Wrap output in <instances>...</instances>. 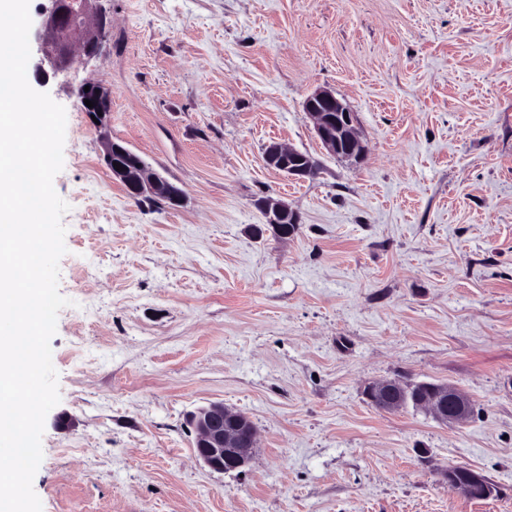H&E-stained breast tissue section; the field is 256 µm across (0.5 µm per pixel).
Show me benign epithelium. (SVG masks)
<instances>
[{
  "instance_id": "obj_1",
  "label": "benign epithelium",
  "mask_w": 512,
  "mask_h": 512,
  "mask_svg": "<svg viewBox=\"0 0 512 512\" xmlns=\"http://www.w3.org/2000/svg\"><path fill=\"white\" fill-rule=\"evenodd\" d=\"M101 0H42L39 7L41 24L34 34L33 50L38 59L36 77L67 76L71 69L100 52L109 25ZM89 91H84V86ZM80 109L96 116L94 127L99 132L101 159L112 178L124 185L132 197L160 198L174 205L184 197V191L162 174L152 170L138 158L117 171L114 153L120 148L109 132L108 100L111 89L99 82L87 81L76 91ZM94 106L89 108L84 100ZM304 108L313 120L315 135L331 155L354 163L363 161L366 146L362 139L357 115L348 104L328 89H318L307 96ZM267 166L293 178L310 177L309 167L299 165V151L281 143L266 146ZM257 207L281 238L294 235L300 223L297 213L287 202L272 197L257 201ZM363 394L375 407L385 412H399L408 403L432 416L436 421L453 425L465 422L473 413L469 395L449 383L421 381L415 384L399 379H384L364 387ZM195 432L196 457L211 470L230 472L245 466L258 448V433L249 419L222 403H212L191 415ZM448 488L467 500H485L495 488L480 472L465 465L448 467Z\"/></svg>"
}]
</instances>
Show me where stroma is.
Masks as SVG:
<instances>
[{
  "mask_svg": "<svg viewBox=\"0 0 512 512\" xmlns=\"http://www.w3.org/2000/svg\"><path fill=\"white\" fill-rule=\"evenodd\" d=\"M99 55L69 86L70 209L51 340L60 401L42 512H512V0H103ZM112 90L110 132L186 197L138 202L100 158L75 88ZM356 113L361 163L304 109ZM276 141L302 180L267 167ZM263 196L297 233L253 237ZM452 383L457 426L376 410L383 379ZM243 412L239 472L194 453L192 413ZM465 464L495 485L467 501ZM304 108L313 120L315 135L331 155L354 163L363 161L366 146L357 115L348 104L328 89L307 96ZM300 155L307 165L317 171V163L309 154L303 152L299 154V151L281 143H272L266 146L264 161L267 166L293 179L313 176V172L310 171L308 166L302 167L299 165ZM448 487L467 500H485L495 492L485 475L465 465L449 466Z\"/></svg>",
  "mask_w": 512,
  "mask_h": 512,
  "instance_id": "obj_1",
  "label": "stroma"
}]
</instances>
